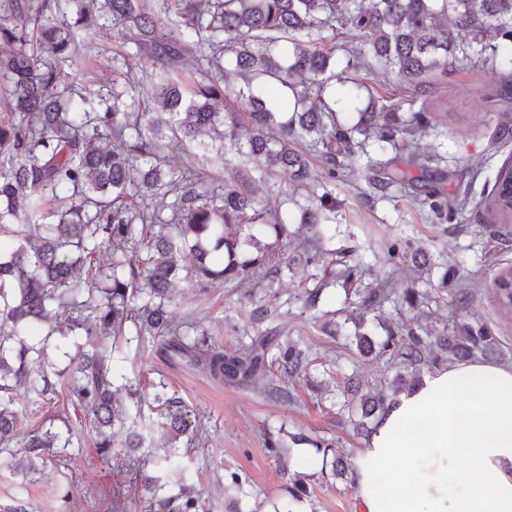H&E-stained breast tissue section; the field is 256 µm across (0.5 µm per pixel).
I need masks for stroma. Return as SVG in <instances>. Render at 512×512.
<instances>
[{
    "label": "stroma",
    "mask_w": 512,
    "mask_h": 512,
    "mask_svg": "<svg viewBox=\"0 0 512 512\" xmlns=\"http://www.w3.org/2000/svg\"><path fill=\"white\" fill-rule=\"evenodd\" d=\"M80 56L66 64L64 74L78 85L105 83L112 78V56L107 49L112 39L105 31L79 27ZM512 54V44L498 47L494 62L463 61L431 77L439 100L448 112V140L445 159L437 169L450 171L449 196L468 199V231L456 225L441 224L430 211L411 196L370 201L362 193L363 181L340 177L320 186L299 184L286 171L276 170L264 178L262 196L271 212L284 217L296 215V203L315 201L322 190H330L340 204L332 248L344 249L351 261L376 266L384 264L381 246L396 236L410 238L415 249L447 252L449 263L460 269L457 287L468 289L473 300L463 310L468 322L491 327L502 341L499 363L512 364V324L501 320L492 302V280L499 267L512 265V235L495 239L492 217L476 203L493 186L501 164L512 159V136L499 133V114L512 103V69L501 66L500 58ZM478 169H471V162ZM385 265V264H384ZM300 274H287L265 303L274 316L269 324L288 328L291 335L303 337L316 365L310 383L297 385L291 402L279 401L252 390H241L214 382L200 367L182 368L155 354L150 341L138 340L133 332L122 336L98 337V345L110 356L116 383H129L145 401H152L159 385L180 396L189 407L192 429L200 430L201 445L187 438L177 439L173 449L180 458L184 475L192 477L202 496L203 512H226L224 475L238 472L248 493L245 506L265 502L264 512H361L349 482L312 467L306 480L310 503L293 505L288 496V472L298 469L303 457L300 446H293L286 460L271 456L265 448L269 433H305L332 440L336 451L355 458L367 442L353 431L346 416L333 405L329 389L342 384L352 367L340 358L338 341L321 331V311L340 307L333 293H325L321 311H303L294 295L299 291ZM166 309L173 321L194 315L203 318L204 328L222 348H238L243 332L250 327L251 303L242 289L221 282L197 289L192 281L179 282ZM32 343L45 347L44 356L59 371L57 391L44 399L34 389L20 390L15 409L22 411V432L70 431L74 443L64 461L47 463L40 471L27 472L21 457L0 453V512H14L27 505L34 512H57L63 495H70L72 512H108L113 492L128 501L148 499L141 479L133 477L129 451L110 456L96 449L97 436L82 410L73 405L66 391L65 376L74 363L77 348L60 336H48L47 328L32 325Z\"/></svg>",
    "instance_id": "35a3bbf8"
}]
</instances>
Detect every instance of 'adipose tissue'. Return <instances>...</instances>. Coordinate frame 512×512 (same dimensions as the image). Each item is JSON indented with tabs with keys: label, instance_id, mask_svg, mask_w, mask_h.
Masks as SVG:
<instances>
[{
	"label": "adipose tissue",
	"instance_id": "1",
	"mask_svg": "<svg viewBox=\"0 0 512 512\" xmlns=\"http://www.w3.org/2000/svg\"><path fill=\"white\" fill-rule=\"evenodd\" d=\"M350 479L362 512H512V365L460 361L399 394Z\"/></svg>",
	"mask_w": 512,
	"mask_h": 512
}]
</instances>
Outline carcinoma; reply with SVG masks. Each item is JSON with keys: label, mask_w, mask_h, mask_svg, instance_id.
Listing matches in <instances>:
<instances>
[{"label": "carcinoma", "mask_w": 512, "mask_h": 512, "mask_svg": "<svg viewBox=\"0 0 512 512\" xmlns=\"http://www.w3.org/2000/svg\"><path fill=\"white\" fill-rule=\"evenodd\" d=\"M76 22L94 15L101 27L112 30V94L107 99L90 87L64 78L62 64L80 50L68 13ZM361 40L349 50L348 70L381 66L394 70L412 87L414 100L428 95L426 78L437 68L486 52L497 53L499 43L512 42V0H0V84L7 86L5 110L0 112V237L14 236L17 247L0 253V451L23 448L28 470L59 456L57 448H71V436L48 427L20 436V416L13 394L32 381L34 357L44 347L24 340L28 324L49 321L55 309L75 314L46 337L82 339L91 344L104 330L122 333L131 324L135 335L156 343V352L170 362L203 367L216 381L260 391L291 402L293 386L310 377L308 347L299 336L265 328L271 309L254 299L252 332L239 348L223 350L201 327L202 320L173 323L159 300L180 278L185 246L194 252L191 275L198 284L222 279L229 285L249 282L268 291L291 271L290 237L311 234L313 246L304 258L312 285L297 296L306 311L319 308L323 292L342 282L343 307L324 312L325 334L337 335L352 324L353 335L343 344L342 356L352 364L362 357H386L403 371L392 380L382 377L363 391L356 384L342 407L362 418L383 415L396 397L420 382L421 371L481 355L499 354L500 339L483 325L457 318L442 327L418 321H378L383 334L368 326V313L387 305L402 315L420 304L465 308L471 294L451 288L454 269L440 254L420 256L428 277L397 294L386 271L373 265L344 261L345 251L327 250L322 240L336 222V198L328 190L315 208L301 209L300 224L290 229L279 216H270L258 190L248 188L244 173L239 182H225L205 168L186 164L177 170L163 167V138L196 143L214 153L224 169V153L242 165L280 166L301 183L313 180L298 144L319 153L321 178L334 180L350 172L344 159L375 147L360 178L379 199L389 192H412L441 224H463L468 201L451 200L445 185L449 172L433 170L426 161L433 149L415 140L397 141L410 129H448V113L422 106L400 115L401 102L370 96L366 106L341 120L336 102L325 98L336 46V29ZM207 45L200 55V78L185 80L180 65L185 55ZM234 58V73L247 81L234 92L237 108L250 127L245 143L224 129V113L213 103L224 99L229 76L224 51ZM144 60L154 63L151 99L136 95L126 83L129 70ZM275 79L293 97L287 119L274 103L252 92V83ZM98 99L100 112L83 108ZM110 136L117 144L104 148ZM146 168L142 182L129 178L130 167ZM173 196L171 216L164 220L150 210L152 196ZM497 224H512V160L497 170L492 193L480 200ZM109 249L108 266L98 261L100 248ZM385 264L416 256L409 239L395 238L382 245ZM84 269L88 287L74 284L75 271ZM151 292L142 304L137 281ZM497 311L512 321V266L501 267L493 279ZM109 357L96 347L79 351L68 379L70 398L91 416L96 448L108 454L114 445V426L125 424L120 389L112 386ZM278 382L260 384L271 364ZM164 434L177 438L188 432V410L178 397L154 394ZM126 448L148 447L143 460L159 457L176 464L167 448L145 445L134 432L125 435ZM242 478L224 475V497L238 499ZM202 499L192 484L178 493L152 496L140 512H201Z\"/></svg>", "instance_id": "cac0c4a2"}]
</instances>
